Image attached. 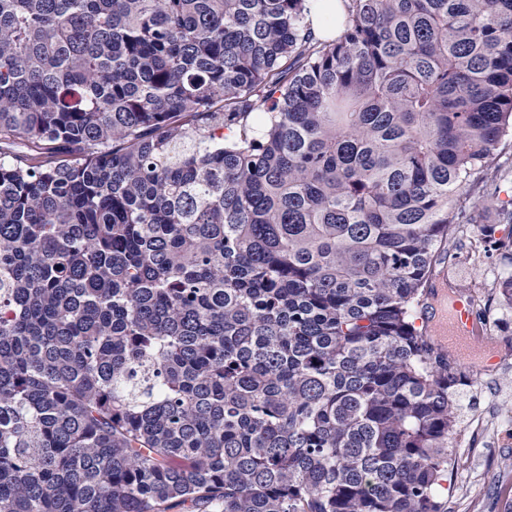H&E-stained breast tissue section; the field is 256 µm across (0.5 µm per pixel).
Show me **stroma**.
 I'll return each instance as SVG.
<instances>
[{
    "label": "stroma",
    "instance_id": "35a3bbf8",
    "mask_svg": "<svg viewBox=\"0 0 512 512\" xmlns=\"http://www.w3.org/2000/svg\"><path fill=\"white\" fill-rule=\"evenodd\" d=\"M512 204V135L468 192L471 223L456 225L442 244L438 267L448 272L449 294L468 299L485 341L458 355L466 376L453 399L457 421L448 442L455 461L439 489L448 512H504L512 500V308L501 304L498 282L512 263L485 252L474 219L483 199Z\"/></svg>",
    "mask_w": 512,
    "mask_h": 512
}]
</instances>
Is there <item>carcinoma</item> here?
<instances>
[{
    "instance_id": "carcinoma-1",
    "label": "carcinoma",
    "mask_w": 512,
    "mask_h": 512,
    "mask_svg": "<svg viewBox=\"0 0 512 512\" xmlns=\"http://www.w3.org/2000/svg\"><path fill=\"white\" fill-rule=\"evenodd\" d=\"M342 2L0 0V512H445L512 0ZM332 16L333 27L326 25V18ZM343 18L340 0H311V16L313 32L320 40H329L336 36L339 23ZM336 21V26H335Z\"/></svg>"
}]
</instances>
